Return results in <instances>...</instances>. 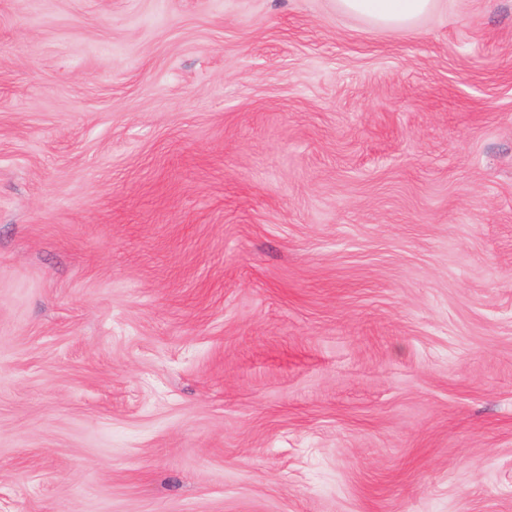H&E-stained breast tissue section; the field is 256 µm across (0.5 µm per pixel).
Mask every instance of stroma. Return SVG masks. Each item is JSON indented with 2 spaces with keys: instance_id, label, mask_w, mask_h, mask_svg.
<instances>
[{
  "instance_id": "obj_1",
  "label": "stroma",
  "mask_w": 512,
  "mask_h": 512,
  "mask_svg": "<svg viewBox=\"0 0 512 512\" xmlns=\"http://www.w3.org/2000/svg\"><path fill=\"white\" fill-rule=\"evenodd\" d=\"M0 512H512V0H0ZM441 0H336L338 10L365 17L376 26L400 31L433 12Z\"/></svg>"
}]
</instances>
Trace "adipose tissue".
Returning a JSON list of instances; mask_svg holds the SVG:
<instances>
[{"label":"adipose tissue","mask_w":512,"mask_h":512,"mask_svg":"<svg viewBox=\"0 0 512 512\" xmlns=\"http://www.w3.org/2000/svg\"><path fill=\"white\" fill-rule=\"evenodd\" d=\"M439 0H336L338 10L365 17L376 26L400 31L430 14Z\"/></svg>","instance_id":"obj_1"}]
</instances>
